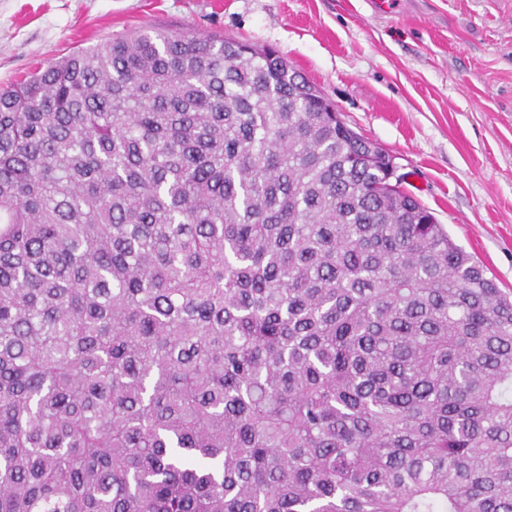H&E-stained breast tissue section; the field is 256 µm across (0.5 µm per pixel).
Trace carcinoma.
I'll use <instances>...</instances> for the list:
<instances>
[{"label":"carcinoma","mask_w":512,"mask_h":512,"mask_svg":"<svg viewBox=\"0 0 512 512\" xmlns=\"http://www.w3.org/2000/svg\"><path fill=\"white\" fill-rule=\"evenodd\" d=\"M271 47L0 88V512H512V297Z\"/></svg>","instance_id":"1"}]
</instances>
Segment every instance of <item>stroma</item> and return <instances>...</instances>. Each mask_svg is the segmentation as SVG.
<instances>
[{
	"label": "stroma",
	"mask_w": 512,
	"mask_h": 512,
	"mask_svg": "<svg viewBox=\"0 0 512 512\" xmlns=\"http://www.w3.org/2000/svg\"><path fill=\"white\" fill-rule=\"evenodd\" d=\"M143 27L276 47L512 291V0H0V87Z\"/></svg>",
	"instance_id": "1"
}]
</instances>
